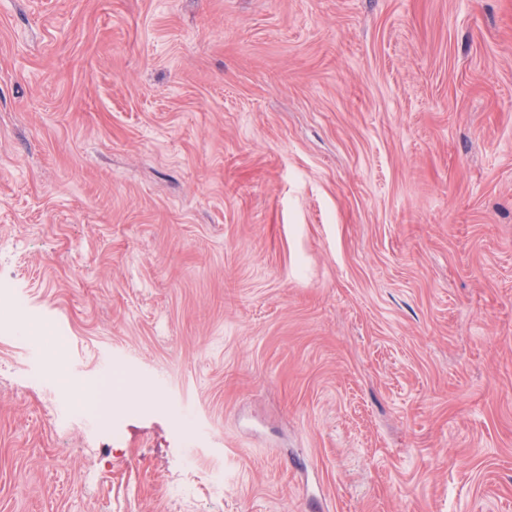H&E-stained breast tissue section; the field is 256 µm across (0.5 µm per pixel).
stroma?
<instances>
[{
    "instance_id": "stroma-1",
    "label": "stroma",
    "mask_w": 512,
    "mask_h": 512,
    "mask_svg": "<svg viewBox=\"0 0 512 512\" xmlns=\"http://www.w3.org/2000/svg\"><path fill=\"white\" fill-rule=\"evenodd\" d=\"M0 286V512H512V0H0Z\"/></svg>"
}]
</instances>
